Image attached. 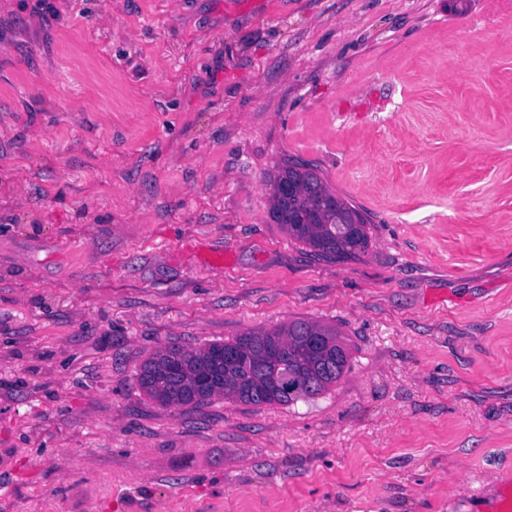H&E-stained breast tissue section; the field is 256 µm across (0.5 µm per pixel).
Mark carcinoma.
Masks as SVG:
<instances>
[{
  "mask_svg": "<svg viewBox=\"0 0 512 512\" xmlns=\"http://www.w3.org/2000/svg\"><path fill=\"white\" fill-rule=\"evenodd\" d=\"M280 181L294 184L298 194L285 198L272 192L269 216L290 237L324 257L356 259L367 251L365 216L313 168L290 163L272 184ZM349 363V349L336 328L294 320L194 350L165 347L140 365L136 378L151 400L166 407L198 406L216 397L257 407L289 406L326 393ZM202 377L212 378L205 391L197 390Z\"/></svg>",
  "mask_w": 512,
  "mask_h": 512,
  "instance_id": "1",
  "label": "carcinoma"
}]
</instances>
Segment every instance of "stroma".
Listing matches in <instances>:
<instances>
[{"instance_id": "obj_1", "label": "stroma", "mask_w": 512, "mask_h": 512, "mask_svg": "<svg viewBox=\"0 0 512 512\" xmlns=\"http://www.w3.org/2000/svg\"><path fill=\"white\" fill-rule=\"evenodd\" d=\"M370 224L270 221L284 161ZM305 319L290 406L165 407L158 348ZM512 0H0V512H498ZM280 181L294 184L298 194L280 197L275 189ZM271 186L269 216L290 237L324 257L356 259L367 251L370 232L365 216L332 192L313 168L300 162L288 163ZM354 219L359 224H353Z\"/></svg>"}]
</instances>
